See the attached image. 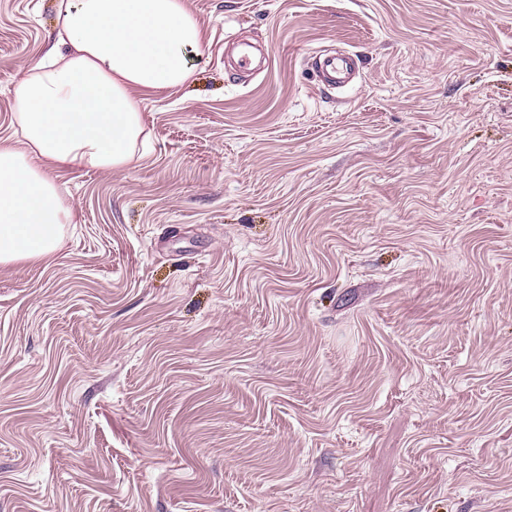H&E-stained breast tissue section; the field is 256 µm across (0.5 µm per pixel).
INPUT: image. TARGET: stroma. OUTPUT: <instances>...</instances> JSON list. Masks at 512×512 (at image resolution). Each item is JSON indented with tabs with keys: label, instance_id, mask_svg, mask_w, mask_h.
<instances>
[{
	"label": "stroma",
	"instance_id": "stroma-1",
	"mask_svg": "<svg viewBox=\"0 0 512 512\" xmlns=\"http://www.w3.org/2000/svg\"><path fill=\"white\" fill-rule=\"evenodd\" d=\"M57 4L0 0V139ZM185 5L147 154L0 268V512H512V0ZM315 69L323 83L334 87H346L358 71V61L350 55L318 57Z\"/></svg>",
	"mask_w": 512,
	"mask_h": 512
}]
</instances>
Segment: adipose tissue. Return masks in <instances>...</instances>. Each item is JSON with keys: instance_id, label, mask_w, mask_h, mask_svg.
I'll use <instances>...</instances> for the list:
<instances>
[{"instance_id": "adipose-tissue-1", "label": "adipose tissue", "mask_w": 512, "mask_h": 512, "mask_svg": "<svg viewBox=\"0 0 512 512\" xmlns=\"http://www.w3.org/2000/svg\"><path fill=\"white\" fill-rule=\"evenodd\" d=\"M57 45L18 81L13 138L0 141V265L49 260L73 210L52 174L141 159L138 94L193 74L204 33L184 0H60Z\"/></svg>"}]
</instances>
